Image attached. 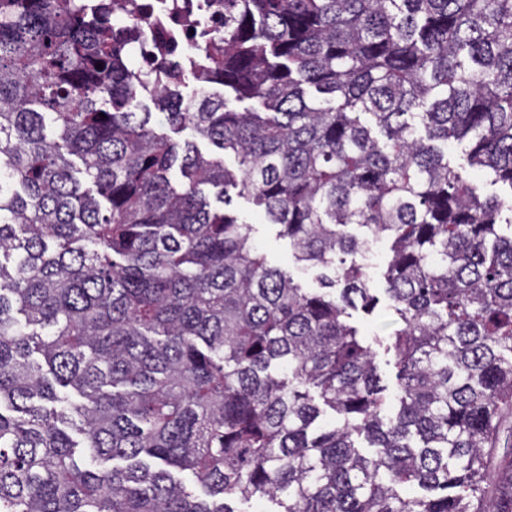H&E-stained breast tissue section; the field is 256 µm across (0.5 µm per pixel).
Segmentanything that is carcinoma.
Returning a JSON list of instances; mask_svg holds the SVG:
<instances>
[{
	"mask_svg": "<svg viewBox=\"0 0 512 512\" xmlns=\"http://www.w3.org/2000/svg\"><path fill=\"white\" fill-rule=\"evenodd\" d=\"M82 2L0 0V512H509L512 203L448 150L512 189V0H224L189 95ZM382 300L392 394L348 321ZM462 148V146H457L450 152L449 158L452 164L456 166H462V173L469 180L476 179L484 195H496L507 203L511 198L510 189L507 186H503L501 184H491L490 179H488L487 176L481 173H477L471 169L466 162ZM226 208L234 211L243 222L254 225L255 244L263 250L271 264L289 273L304 288L319 287V283L316 280L317 273L304 269L295 262L288 239L278 236L277 226L267 224L260 208L251 199L240 197L235 192H230V202ZM493 447L490 456L491 467L500 470L508 468L512 473V414L501 416Z\"/></svg>",
	"mask_w": 512,
	"mask_h": 512,
	"instance_id": "obj_1",
	"label": "carcinoma"
}]
</instances>
